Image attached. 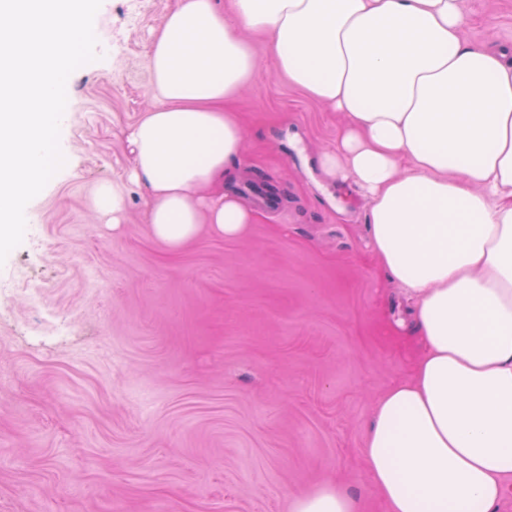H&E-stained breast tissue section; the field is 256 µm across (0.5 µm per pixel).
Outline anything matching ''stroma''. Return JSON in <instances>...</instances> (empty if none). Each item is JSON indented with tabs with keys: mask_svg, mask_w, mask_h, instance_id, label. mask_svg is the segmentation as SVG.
I'll return each mask as SVG.
<instances>
[{
	"mask_svg": "<svg viewBox=\"0 0 512 512\" xmlns=\"http://www.w3.org/2000/svg\"><path fill=\"white\" fill-rule=\"evenodd\" d=\"M467 41L512 44V0H464ZM174 0H102L95 61L68 78L69 156L0 265V512H290L331 478L387 512L364 434L422 343L369 245L368 200L326 177L340 113L290 87L263 40L235 103L243 166L279 190L243 236L172 254L128 182L126 130L152 105L147 58ZM122 183L126 222L93 207Z\"/></svg>",
	"mask_w": 512,
	"mask_h": 512,
	"instance_id": "35a3bbf8",
	"label": "stroma"
}]
</instances>
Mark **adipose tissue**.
Listing matches in <instances>:
<instances>
[{
	"instance_id": "obj_1",
	"label": "adipose tissue",
	"mask_w": 512,
	"mask_h": 512,
	"mask_svg": "<svg viewBox=\"0 0 512 512\" xmlns=\"http://www.w3.org/2000/svg\"><path fill=\"white\" fill-rule=\"evenodd\" d=\"M462 0H176L148 57L155 105L126 133L154 240L241 237L224 183L246 128L226 109L257 76L249 35L311 100L343 113L318 164L369 201L383 274L424 344L364 435L389 512H492L512 477V54L463 36ZM291 512H359L325 481Z\"/></svg>"
}]
</instances>
